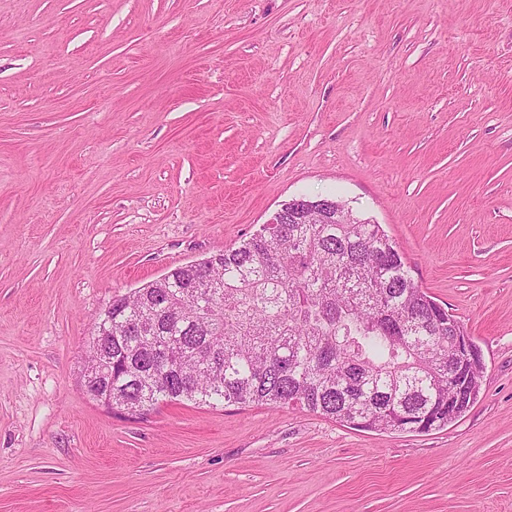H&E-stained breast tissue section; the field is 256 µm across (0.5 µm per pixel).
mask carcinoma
<instances>
[{"mask_svg": "<svg viewBox=\"0 0 512 512\" xmlns=\"http://www.w3.org/2000/svg\"><path fill=\"white\" fill-rule=\"evenodd\" d=\"M437 303L370 219L267 224L238 247L176 267L102 312L89 358L112 346V404L146 416L191 402L305 409L355 429L446 427L448 336Z\"/></svg>", "mask_w": 512, "mask_h": 512, "instance_id": "obj_1", "label": "carcinoma"}]
</instances>
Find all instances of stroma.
<instances>
[{"instance_id":"35a3bbf8","label":"stroma","mask_w":512,"mask_h":512,"mask_svg":"<svg viewBox=\"0 0 512 512\" xmlns=\"http://www.w3.org/2000/svg\"><path fill=\"white\" fill-rule=\"evenodd\" d=\"M299 196L463 324L461 417L85 394L112 297ZM0 512H512V0H0Z\"/></svg>"}]
</instances>
